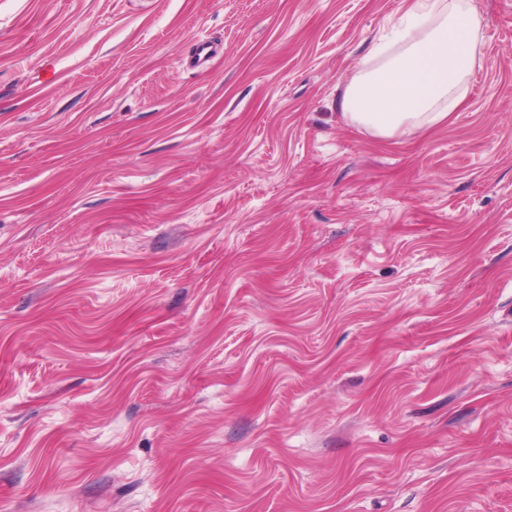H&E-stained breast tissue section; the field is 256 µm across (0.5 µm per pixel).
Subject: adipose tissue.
Wrapping results in <instances>:
<instances>
[{
	"label": "adipose tissue",
	"instance_id": "adipose-tissue-1",
	"mask_svg": "<svg viewBox=\"0 0 512 512\" xmlns=\"http://www.w3.org/2000/svg\"><path fill=\"white\" fill-rule=\"evenodd\" d=\"M485 51L471 0H408L359 62L342 117L384 139L405 127L442 123L464 102L466 77Z\"/></svg>",
	"mask_w": 512,
	"mask_h": 512
}]
</instances>
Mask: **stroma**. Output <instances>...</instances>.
Wrapping results in <instances>:
<instances>
[{"label":"stroma","instance_id":"stroma-1","mask_svg":"<svg viewBox=\"0 0 512 512\" xmlns=\"http://www.w3.org/2000/svg\"><path fill=\"white\" fill-rule=\"evenodd\" d=\"M404 2L0 0V512H512V0L385 142Z\"/></svg>","mask_w":512,"mask_h":512}]
</instances>
